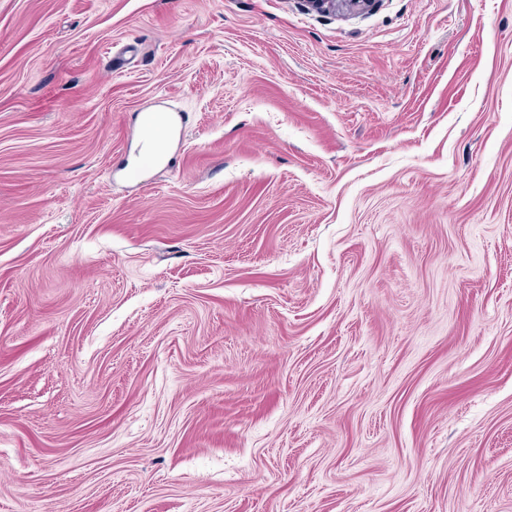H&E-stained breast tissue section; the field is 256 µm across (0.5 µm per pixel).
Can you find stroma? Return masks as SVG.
Segmentation results:
<instances>
[{
    "mask_svg": "<svg viewBox=\"0 0 512 512\" xmlns=\"http://www.w3.org/2000/svg\"><path fill=\"white\" fill-rule=\"evenodd\" d=\"M0 512H512V0H0ZM373 0H304L310 9L325 13H357L366 10Z\"/></svg>",
    "mask_w": 512,
    "mask_h": 512,
    "instance_id": "35a3bbf8",
    "label": "stroma"
}]
</instances>
